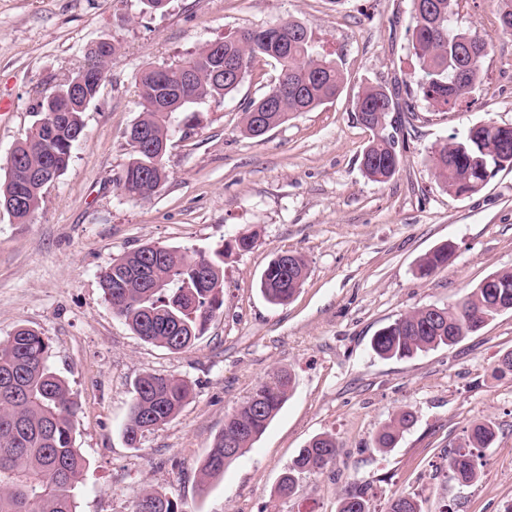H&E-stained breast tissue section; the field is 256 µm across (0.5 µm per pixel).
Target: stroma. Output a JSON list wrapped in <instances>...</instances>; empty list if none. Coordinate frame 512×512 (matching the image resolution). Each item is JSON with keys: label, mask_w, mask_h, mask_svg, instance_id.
<instances>
[{"label": "stroma", "mask_w": 512, "mask_h": 512, "mask_svg": "<svg viewBox=\"0 0 512 512\" xmlns=\"http://www.w3.org/2000/svg\"><path fill=\"white\" fill-rule=\"evenodd\" d=\"M501 0H460L455 24L489 43L483 80L456 108L438 112L405 87L415 64L411 0H0V180L36 119L43 91L66 80L93 44L117 51L84 138L46 188L31 223L0 211V339L27 326L48 340L51 365L78 403L75 445L86 459L78 512H132L143 489L178 499L183 512H337L343 492H362L371 512L414 496L422 512H512V311L452 348L379 357L373 336L401 315L460 301L493 273L512 270V168L458 197L436 180L431 147L479 122L512 125V35L499 31ZM295 20L343 70L333 101L294 114L264 136L243 132V109L279 75L256 59L239 89L198 108L164 158L165 181L147 202L127 200L114 180L129 158L125 132L139 114L138 78L180 62L202 44L243 29ZM380 84L411 110L398 112L401 164L368 179L360 156L370 130L357 123L360 87ZM243 233L254 244L234 245ZM449 244L445 269L421 278L418 260ZM145 245L224 251V305L190 349L143 341L105 301L99 273ZM283 252L308 263L285 304L267 301L260 278ZM293 378L287 402L252 448L199 490L197 468L224 420L278 371ZM146 373L187 381L177 416L124 435L135 381ZM411 410L395 448L375 450L378 430ZM495 425L481 475L446 472L450 450L479 422ZM333 436L335 461L278 485L301 448Z\"/></svg>", "instance_id": "stroma-1"}]
</instances>
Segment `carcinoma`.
Wrapping results in <instances>:
<instances>
[{
	"label": "carcinoma",
	"instance_id": "1",
	"mask_svg": "<svg viewBox=\"0 0 512 512\" xmlns=\"http://www.w3.org/2000/svg\"><path fill=\"white\" fill-rule=\"evenodd\" d=\"M460 0H412L411 46L418 69L410 76L423 99L438 112L455 108L480 81L488 42L457 28L454 16ZM282 32L268 38L274 27L251 29L209 41L176 65L148 67L139 80L142 110L130 130L146 136L128 142V162L116 178V187L136 202L151 200L166 179L163 163L176 124L197 120L193 107L222 101L234 93L257 57L279 68L277 82L244 110V131L260 137V128L272 130L296 112H309L335 98L344 84L336 61L321 54L297 21L278 23ZM475 46L478 59L460 56L464 45ZM115 45L88 50L84 64L71 79L84 80L83 95L63 100L56 90L45 91L38 114L26 136L6 159L0 181V210L17 224H27L39 210L44 189L26 181L28 172L56 180L67 169L72 152L84 137V113L100 92L88 68L102 73L112 64ZM389 90L366 85L353 99L356 120L373 132L361 156V168L375 182L392 178L401 163L395 136L386 132ZM427 162L441 185L459 195L502 167L512 168V127L493 122L452 134L432 147ZM23 196L22 204L14 201ZM451 246L444 244L421 257L417 272L428 276L448 265ZM224 248L210 255L147 245L112 261L99 279L105 301L145 342L179 352L194 345L208 322L224 305ZM307 276L303 255L288 253L271 260L261 277V289L274 304L288 302ZM494 283L477 286L447 307L416 308L381 328L371 341L384 358L411 357L438 347H451L463 335L479 331L500 314L505 296L512 297V271L491 275ZM49 342L37 331L20 326L0 340V512H77L75 491L83 479L85 459L75 448L78 405L68 384L48 364ZM292 390V377L280 373L259 384L250 397L227 416L198 468L201 485L224 474L243 456L281 409ZM192 389L179 378L147 373L135 382L125 436L134 447L140 438L167 425L189 399ZM414 421L403 411L384 424L374 438L375 449L396 446L400 433ZM495 438L490 421L477 423L468 434L463 453L448 454V478L464 483L480 474L479 456L471 449L487 448ZM333 437L321 434L300 449L278 487L287 496L296 475L318 472L336 459ZM137 500L150 503L152 512H183L177 499L145 489ZM338 512H370L363 495L348 491L339 499ZM390 512H421L413 497L399 495Z\"/></svg>",
	"mask_w": 512,
	"mask_h": 512
}]
</instances>
